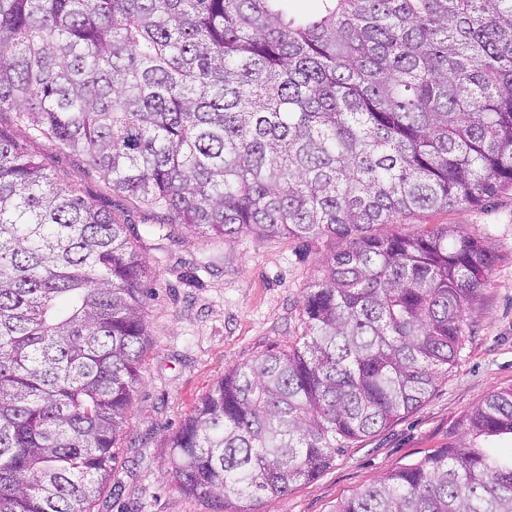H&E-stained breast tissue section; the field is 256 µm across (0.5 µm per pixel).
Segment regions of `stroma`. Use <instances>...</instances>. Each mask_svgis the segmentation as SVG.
I'll return each mask as SVG.
<instances>
[{"instance_id":"stroma-1","label":"stroma","mask_w":512,"mask_h":512,"mask_svg":"<svg viewBox=\"0 0 512 512\" xmlns=\"http://www.w3.org/2000/svg\"><path fill=\"white\" fill-rule=\"evenodd\" d=\"M0 135L41 160L54 179L112 212L155 273L146 303L140 382L114 463L94 512H210L172 478L171 439L195 406L232 368L287 350L303 335V298L341 240L285 236L231 241L166 224L162 211L113 192L83 156L26 138L14 113L0 112ZM163 233H155L157 224ZM441 224L487 240L494 263L463 310L461 347L421 407L337 452L313 480L278 498L248 501V512H330L337 500L389 471L423 460L458 439V422L491 391L512 388V186L480 206L429 211L385 233L412 235Z\"/></svg>"}]
</instances>
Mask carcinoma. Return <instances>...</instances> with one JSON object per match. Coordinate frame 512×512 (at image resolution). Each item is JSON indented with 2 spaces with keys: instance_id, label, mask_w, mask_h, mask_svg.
Here are the masks:
<instances>
[{
  "instance_id": "obj_1",
  "label": "carcinoma",
  "mask_w": 512,
  "mask_h": 512,
  "mask_svg": "<svg viewBox=\"0 0 512 512\" xmlns=\"http://www.w3.org/2000/svg\"><path fill=\"white\" fill-rule=\"evenodd\" d=\"M0 0V112L112 191L221 240L327 235L286 351L224 374L171 440L216 512L284 496L420 407L494 262L445 226L512 185V0ZM152 271L126 225L0 135V512H93L139 382ZM332 512H512V388Z\"/></svg>"
}]
</instances>
